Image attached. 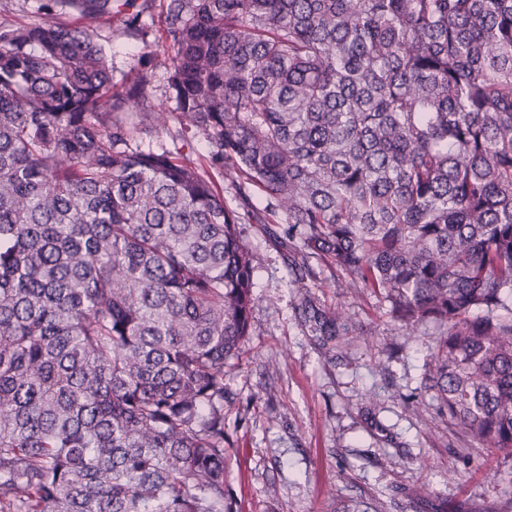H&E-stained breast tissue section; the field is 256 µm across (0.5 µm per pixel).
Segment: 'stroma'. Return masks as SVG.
<instances>
[{"label":"stroma","instance_id":"stroma-1","mask_svg":"<svg viewBox=\"0 0 512 512\" xmlns=\"http://www.w3.org/2000/svg\"><path fill=\"white\" fill-rule=\"evenodd\" d=\"M124 5L96 29L117 85L139 66L154 102L168 93L159 5L147 43L128 37ZM255 268L250 328L224 366L225 489L234 512H512V453L451 448L448 428L425 390L433 326L404 331L372 290L344 288L341 272L316 265L309 291L289 285L277 239L225 185ZM340 310L365 331L348 346L323 344L297 309L302 295ZM425 486L429 496L416 499Z\"/></svg>","mask_w":512,"mask_h":512}]
</instances>
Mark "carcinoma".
<instances>
[{
  "mask_svg": "<svg viewBox=\"0 0 512 512\" xmlns=\"http://www.w3.org/2000/svg\"><path fill=\"white\" fill-rule=\"evenodd\" d=\"M56 7L83 22L0 23V512H233L254 267L214 171L262 197L291 287L320 260L435 325L456 446L512 451V0H162L170 135H204L202 169L141 149L162 113L146 71L114 89L112 0Z\"/></svg>",
  "mask_w": 512,
  "mask_h": 512,
  "instance_id": "cac0c4a2",
  "label": "carcinoma"
}]
</instances>
